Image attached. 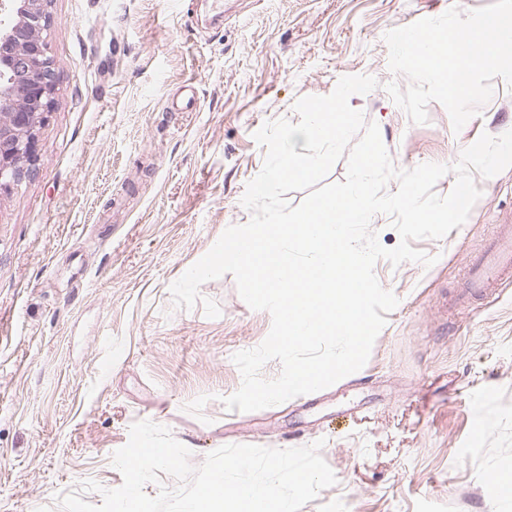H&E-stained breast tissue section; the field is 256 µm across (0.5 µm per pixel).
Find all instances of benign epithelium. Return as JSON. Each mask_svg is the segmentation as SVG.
Returning a JSON list of instances; mask_svg holds the SVG:
<instances>
[{
  "instance_id": "obj_1",
  "label": "benign epithelium",
  "mask_w": 512,
  "mask_h": 512,
  "mask_svg": "<svg viewBox=\"0 0 512 512\" xmlns=\"http://www.w3.org/2000/svg\"><path fill=\"white\" fill-rule=\"evenodd\" d=\"M48 0H0V193L35 163V131L51 111L56 76L44 32Z\"/></svg>"
}]
</instances>
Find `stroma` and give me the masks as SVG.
<instances>
[{"instance_id": "1", "label": "stroma", "mask_w": 512, "mask_h": 512, "mask_svg": "<svg viewBox=\"0 0 512 512\" xmlns=\"http://www.w3.org/2000/svg\"><path fill=\"white\" fill-rule=\"evenodd\" d=\"M493 0H50L54 106L37 161L0 197V512H59L88 480L115 489L129 428L167 427L200 466L228 444L323 440L337 482L301 512H512L494 476L512 473V280L454 301L494 227L512 218V167L477 178L463 226L413 246L432 266L377 261L398 298L365 366L334 385L250 413L226 410L232 357L272 324L232 274L175 308L170 286L224 230L266 150L254 134L298 122L302 97L345 75L378 86L349 104L377 123L394 166L458 161L481 134L512 129V91L461 130L439 102L413 123L385 90L387 32ZM196 109L178 110L186 97ZM207 396L203 418L186 410Z\"/></svg>"}]
</instances>
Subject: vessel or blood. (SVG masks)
<instances>
[{"label": "vessel or blood", "instance_id": "vessel-or-blood-1", "mask_svg": "<svg viewBox=\"0 0 512 512\" xmlns=\"http://www.w3.org/2000/svg\"><path fill=\"white\" fill-rule=\"evenodd\" d=\"M512 277V225H497L486 249L472 262L471 274L458 293L463 301L483 298Z\"/></svg>", "mask_w": 512, "mask_h": 512}]
</instances>
